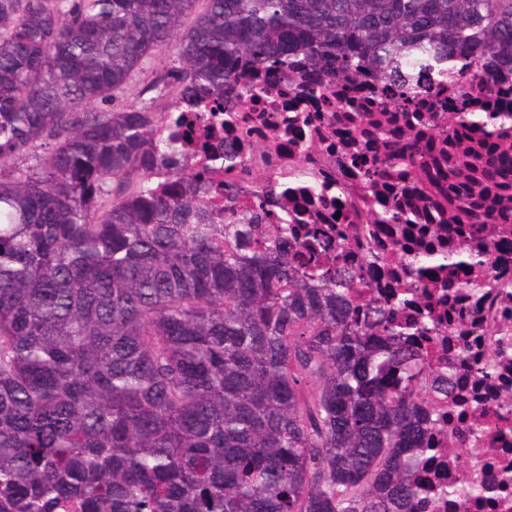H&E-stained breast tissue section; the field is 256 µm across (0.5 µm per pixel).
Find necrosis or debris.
<instances>
[{
    "label": "necrosis or debris",
    "mask_w": 512,
    "mask_h": 512,
    "mask_svg": "<svg viewBox=\"0 0 512 512\" xmlns=\"http://www.w3.org/2000/svg\"><path fill=\"white\" fill-rule=\"evenodd\" d=\"M472 57L455 52L409 73L418 91L406 97L400 81L374 69L331 82L296 54L287 65L260 67V95L241 98L229 84L223 111L171 112L163 124L184 169L230 185L231 194H212L216 209L251 212L258 182H276L272 222L290 225L293 240L314 250L305 267L311 284L330 272L350 278L360 321L403 294L389 319L410 329L417 413L432 449L413 469L419 512H512V190L481 159L491 148L512 154V70L495 67L486 91L463 79ZM463 107L509 120L488 135L452 122ZM414 141L421 150L413 162L381 165ZM461 184L489 223L459 222ZM391 209L412 223L373 222ZM462 252L483 261L448 267L446 255ZM416 255L434 258L425 275L416 273ZM464 278L477 290L458 287ZM453 443L470 450L469 465L449 452ZM456 485L473 492L445 495Z\"/></svg>",
    "instance_id": "obj_1"
}]
</instances>
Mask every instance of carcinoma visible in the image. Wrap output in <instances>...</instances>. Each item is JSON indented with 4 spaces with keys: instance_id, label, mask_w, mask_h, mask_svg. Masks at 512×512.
<instances>
[{
    "instance_id": "carcinoma-1",
    "label": "carcinoma",
    "mask_w": 512,
    "mask_h": 512,
    "mask_svg": "<svg viewBox=\"0 0 512 512\" xmlns=\"http://www.w3.org/2000/svg\"><path fill=\"white\" fill-rule=\"evenodd\" d=\"M457 45L489 86L512 0H0V512H416L404 327L311 287L274 185L215 210L226 184L168 171L160 132L295 51L393 79ZM166 51L155 95L120 100Z\"/></svg>"
}]
</instances>
